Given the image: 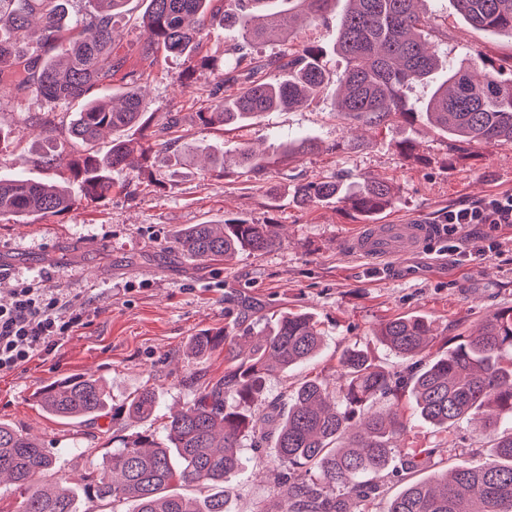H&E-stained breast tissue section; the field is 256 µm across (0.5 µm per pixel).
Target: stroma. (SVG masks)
<instances>
[{
	"instance_id": "35a3bbf8",
	"label": "stroma",
	"mask_w": 512,
	"mask_h": 512,
	"mask_svg": "<svg viewBox=\"0 0 512 512\" xmlns=\"http://www.w3.org/2000/svg\"><path fill=\"white\" fill-rule=\"evenodd\" d=\"M420 8L439 32L443 59L479 55L501 72L512 71V38L469 27L450 0H422ZM141 0L113 22L114 46L124 55L112 92L136 72L138 86L152 112L153 127L178 113L180 137L166 160H149L152 185L135 184L128 172H113L112 193L104 201L80 203L70 211L33 224L0 223V302L16 280L47 276L49 287L86 301L89 317L51 354L33 357L0 374V421L25 429L46 447L57 449L54 471L41 481L76 478L112 450V418L74 423L45 413L34 395L69 375H91L107 383L111 402L122 405L143 388L160 398L155 416L138 432L162 436L166 417L184 407L196 391L224 375V353L197 359L188 352L192 337L227 329L242 333L246 320L270 322L283 313L312 316L324 335L319 355L309 363L271 377L258 410L305 377L329 387L339 385L338 359L349 347L367 352L377 366L396 371L402 360L380 343L376 331L389 318L422 315L434 321L437 339L426 355L445 354L473 334L486 316L512 307V224L499 227L498 248L473 260L448 253L450 209L512 193V144H460L422 120L394 119L369 127L346 119L333 106L335 85L313 101L288 111L268 112L225 129L200 126L196 114L208 106L224 69L241 54L272 57L301 45L319 47L322 63L339 75L345 63L335 52L336 16L298 23L289 40H277L240 52L233 33L217 30L205 41V67L188 69L183 59L156 53L141 56L144 36L138 25ZM46 105L33 92L0 91V128L14 139L15 153L0 154V173L14 169V154L43 146L40 118ZM313 136L315 152L288 158L281 143ZM269 154L273 165L255 182L227 169L224 176L206 170L208 148L232 150L238 144ZM356 181L370 176L397 188L393 204L378 218L382 224L420 220L438 231L422 249L389 259H366L348 242L363 221L351 208L336 204L301 208L292 195L304 183L329 177ZM241 216L277 227L281 243L262 254L241 253L229 260L201 261L180 255L178 230L189 224H220ZM407 448L445 447L408 475L388 468L372 477L385 496L397 494L409 478L425 479L441 467L480 466L492 443L480 422L461 420L435 433L401 399ZM273 448H246L244 471L227 485L232 512H274L277 494L266 476Z\"/></svg>"
}]
</instances>
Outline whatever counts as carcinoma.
<instances>
[{"label":"carcinoma","instance_id":"1","mask_svg":"<svg viewBox=\"0 0 512 512\" xmlns=\"http://www.w3.org/2000/svg\"><path fill=\"white\" fill-rule=\"evenodd\" d=\"M69 0H0V84L30 89L50 105L41 118L48 147L42 153L15 158V175L0 178V222L32 224L61 215L81 200L98 202L112 193V172L131 168L135 129L153 141L160 153L171 142L163 131L150 130L149 106L138 91L139 76L128 78L119 103L105 92L124 59L112 46V19L127 0H88L90 10L68 18ZM140 27L144 52L192 62L201 41L214 30H232L243 45L276 40L291 32L298 13L314 20L325 16L332 0H144ZM337 20L336 51L345 68L338 77L337 111L353 121L381 125L395 116L413 114L409 94L445 70L424 102L421 116L458 142L512 143V73L478 76L462 61L442 64L429 29L417 10L418 0H346ZM472 27L512 35V0H452ZM41 18L42 38L35 50L27 43L30 17ZM322 50L305 46L295 54L269 60L254 69L275 68L286 75L250 80L232 98L211 103L197 113L203 127L242 124L265 112L291 108L319 94L329 74ZM79 101L72 118L56 120V106ZM112 133L111 147L98 149L100 136ZM290 156L317 148L302 137L280 145ZM66 162L79 188L48 186L24 175L32 163L47 169ZM233 163L242 173L261 180L268 158L247 145L235 148ZM396 196L392 184L364 177L348 185L334 179L294 190L297 205L345 202L366 218L386 210ZM178 250L190 258L220 260L239 252L262 253L280 244L269 224L226 218L222 224H190L177 237ZM433 322L406 315L381 324L376 336L391 352L409 360L404 372L376 366L364 353L348 348L340 359L342 383L330 390L316 378H303L282 403L275 431V466L271 470L281 512H350L348 503L372 499L378 488L362 478L379 472L394 456L405 470L423 454L397 446L405 424L397 408L402 389L411 391L419 417L439 431L456 422L479 419L493 437V458L481 467L444 470L416 480L375 510L357 512H512V365L500 354L512 349V309L495 312L477 335L460 341L448 353L422 364L418 356L434 339ZM323 333L304 313H287L256 334L246 348L231 331L195 336L191 354L204 358L224 350V377L199 390L192 401L169 417L165 435L156 439L137 433L119 439V446L79 482L50 489L40 476L54 470L56 456L16 427L0 422V476L19 489L17 512H81L85 499L117 506L132 503L130 512H231L225 478L244 469V441L259 446L270 434L272 416L247 407L264 396L269 378L314 359ZM379 397L394 407L374 408ZM48 413L85 422L105 415V387L92 376L65 377L36 395ZM159 408V396L144 389L124 408L126 418L144 420ZM195 483L215 489L204 498L175 491L176 484Z\"/></svg>","mask_w":512,"mask_h":512}]
</instances>
